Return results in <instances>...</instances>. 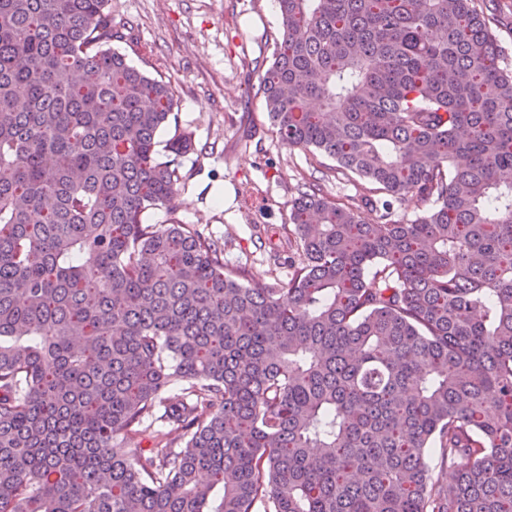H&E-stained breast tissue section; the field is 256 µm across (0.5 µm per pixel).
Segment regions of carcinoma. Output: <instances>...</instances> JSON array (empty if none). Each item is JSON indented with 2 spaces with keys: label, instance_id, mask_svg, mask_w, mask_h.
Here are the masks:
<instances>
[{
  "label": "carcinoma",
  "instance_id": "cac0c4a2",
  "mask_svg": "<svg viewBox=\"0 0 512 512\" xmlns=\"http://www.w3.org/2000/svg\"><path fill=\"white\" fill-rule=\"evenodd\" d=\"M107 2L0 0V512H512V62L474 0H279L282 140L425 209L312 186L266 285L175 217L193 133L160 157L173 89Z\"/></svg>",
  "mask_w": 512,
  "mask_h": 512
}]
</instances>
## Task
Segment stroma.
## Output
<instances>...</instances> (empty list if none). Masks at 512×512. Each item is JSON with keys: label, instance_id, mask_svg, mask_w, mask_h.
<instances>
[{"label": "stroma", "instance_id": "stroma-1", "mask_svg": "<svg viewBox=\"0 0 512 512\" xmlns=\"http://www.w3.org/2000/svg\"><path fill=\"white\" fill-rule=\"evenodd\" d=\"M108 9L121 35L113 49L173 88L178 124L159 141L179 128L194 136L177 158L175 213L154 210L150 223L197 225L223 247L226 266L264 285L288 278L287 255L273 257L268 241L306 185L359 206L386 200L334 159L288 146L271 123L258 88L281 28L278 0H108Z\"/></svg>", "mask_w": 512, "mask_h": 512}]
</instances>
